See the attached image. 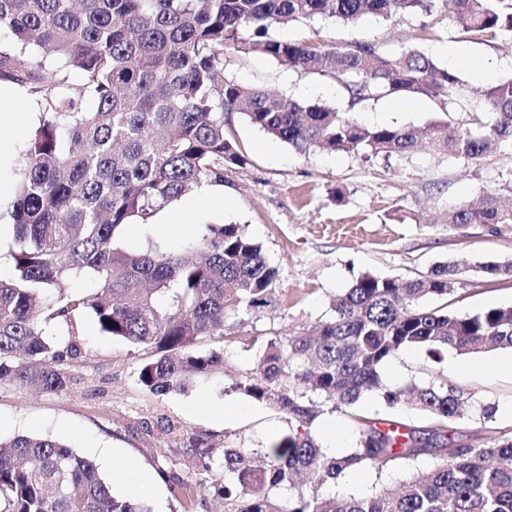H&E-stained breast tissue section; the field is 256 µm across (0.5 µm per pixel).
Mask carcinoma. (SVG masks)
Wrapping results in <instances>:
<instances>
[{
	"label": "carcinoma",
	"mask_w": 512,
	"mask_h": 512,
	"mask_svg": "<svg viewBox=\"0 0 512 512\" xmlns=\"http://www.w3.org/2000/svg\"><path fill=\"white\" fill-rule=\"evenodd\" d=\"M439 0H0V30L13 48L0 52V76L26 84L44 105L20 157L9 225L12 273L0 277V380L52 393L69 389V366L82 357L76 318L88 314L100 332L150 351L140 385L163 396L187 393L224 370L225 355L200 353L214 336L257 348L254 367L231 389L286 416L289 433L269 447L224 445L191 437L184 454L202 471L218 460L230 479L189 483L165 466L157 473L185 509L224 512H512V428L485 437L455 426L466 401L448 378L390 389L388 359L408 348L434 362L452 349L468 356L512 349V307L470 316L427 309L424 297L448 299L459 276L477 271L512 276V262L438 265L413 279L360 276L333 296V316L311 334H237L271 304L278 269L239 224H204L175 252L149 244L124 247L133 224L203 183H224V170L246 163L228 138L224 116L239 114L301 153L330 149L366 161L421 153L481 162L490 145L512 153V78L472 96L460 72L421 46L448 38L425 23L393 51L353 37L335 46L283 39L291 21L333 19L344 25L372 16L396 21L431 16ZM455 32L470 40L512 38V0H451ZM49 48L53 57L24 68L19 57ZM259 50L300 76L320 75L347 92L345 109L274 99L265 90L223 79L228 53ZM74 70L84 75L69 82ZM92 98L96 107L83 110ZM385 98L429 99L447 115L419 129L366 125L351 112ZM447 222L512 224L489 194L479 206L448 208ZM90 280L91 292L67 296L64 281ZM168 296L162 308L155 295ZM382 392L426 416L420 430L376 420L354 406ZM358 431L356 445L330 456L313 433L324 407ZM422 456L400 488L338 498L323 490L353 469L377 473ZM0 512H149L119 498L90 459L40 434L0 439Z\"/></svg>",
	"instance_id": "carcinoma-1"
}]
</instances>
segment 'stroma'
<instances>
[{
    "label": "stroma",
    "mask_w": 512,
    "mask_h": 512,
    "mask_svg": "<svg viewBox=\"0 0 512 512\" xmlns=\"http://www.w3.org/2000/svg\"><path fill=\"white\" fill-rule=\"evenodd\" d=\"M409 15L388 23L361 19L346 27L332 20L309 26L282 27L287 39H314L338 44L358 37L393 50L423 23ZM224 76L277 95L345 108L346 93L321 76L302 77L264 54H230ZM359 121L370 125L425 127L438 120L437 106L427 99L405 104L383 99L358 109ZM231 136L247 158L244 167L225 171L218 194L222 205L192 191L196 207L185 222L129 227L126 244L139 249L154 243L179 249L190 230L201 224H241L260 243L268 262L279 270L271 305L261 309L243 330L247 336H275L311 331L332 316L331 299L362 274L414 278L437 265L467 260L512 261V224H470L451 227L440 215L451 205L475 202L491 193L512 204V154L490 152L478 165L450 158L376 159L370 162L342 152L300 153L250 124L232 119ZM491 306H512V277H488L477 272L461 276L448 298V309L475 315ZM85 356L71 366V387L50 394L12 382L0 383V436L21 433L48 435L66 442L79 455L93 460L104 477H111L113 449L138 460L147 469L171 468L191 481L195 461L183 457L179 446L159 433L139 434L141 423L167 418L179 436L202 435L210 443L243 447L270 445L288 432L284 415L257 404L247 417L224 421L214 410L234 399L233 380L252 368L256 354L225 348L222 339L206 342L209 350L226 353V372L187 394L155 396L137 381L145 359L143 350L103 336L91 316L78 317ZM456 353L442 363L431 362L418 349L390 358L382 370L387 387L398 388L430 380L441 372L463 393L468 430L485 434L512 426V416L496 412L484 421L481 409L512 400V375L491 371L464 375Z\"/></svg>",
    "instance_id": "obj_1"
}]
</instances>
